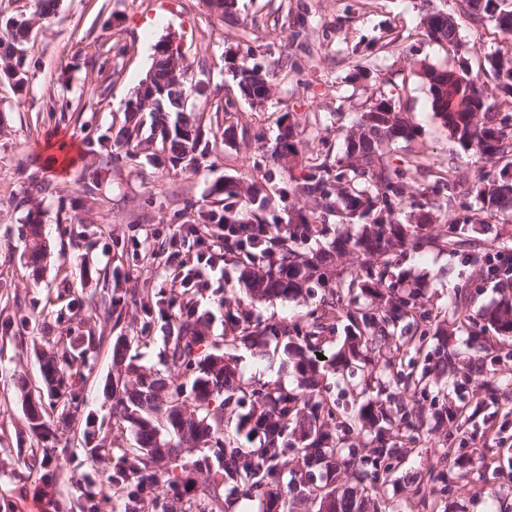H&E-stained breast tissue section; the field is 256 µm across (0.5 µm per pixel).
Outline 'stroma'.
Returning a JSON list of instances; mask_svg holds the SVG:
<instances>
[{"instance_id":"35a3bbf8","label":"stroma","mask_w":512,"mask_h":512,"mask_svg":"<svg viewBox=\"0 0 512 512\" xmlns=\"http://www.w3.org/2000/svg\"><path fill=\"white\" fill-rule=\"evenodd\" d=\"M305 5V37L319 53L297 79L273 76V95L264 106L240 103L237 112H217L225 96L237 88L224 69L225 55L253 50L266 67L279 59L302 58L289 29V17ZM459 25L458 51L429 42L420 24V0H239L236 22L214 16L206 0H57L54 16L36 21L27 44L28 86L17 93L0 81V507L18 512L25 496L33 495L45 468L32 449L43 445L72 447L65 469L57 470L55 506L35 504L36 512H78L81 488L76 475L93 470L105 474L111 458L90 463L82 452L86 419L95 423L94 440L115 448L135 447L128 424L113 419L112 386L117 377L112 344L119 336L148 333L149 341L132 345L142 364L164 369V338L158 309H144L139 294L144 285H170L172 274L152 262L161 250L173 214L196 219L199 209L224 204L225 181L261 180L270 198L268 213L285 223L280 193L288 174L277 163L276 146L283 116L300 123L299 151L306 163L341 153L357 112L369 95L353 88L352 50L369 40L393 33L395 46L376 53L371 70L377 81L410 60L436 68L456 64L458 57L478 63L484 55L512 54V37L494 26L473 27L461 0H435ZM175 35L184 41L191 73L206 69V96L188 102L211 140L210 156L198 167L171 165L157 151L152 161L127 158L108 162L96 154L99 136L111 133L123 120L124 108L158 56L160 44ZM105 87L98 98L91 91ZM411 121L420 134L410 143L387 146L391 158L420 153L433 172L455 169L474 181L481 166L451 139L432 112L424 78L410 72L402 93ZM237 136L220 142L225 120ZM73 146L75 162L65 171L49 169L47 159L60 143ZM50 183L38 213L49 241L40 264L25 251L29 204L23 197L32 182ZM401 267L427 283L421 314L448 327L449 348L460 352L453 375L431 381L426 395H403L410 421H429L441 406L479 407L463 426L429 431L422 447L410 450L390 482L374 498L393 501L399 512H418L413 482L430 450L452 448L468 456L485 447L483 462L464 466L466 478L451 492L436 496L441 512H504L512 506V334L486 332L482 342L469 340L453 315L456 293L467 295L471 310L492 306L498 291L483 282L482 269L464 255H451L425 245L408 251ZM205 288L190 291L198 313L209 316L213 335L224 332V304L244 299L238 254L225 255L222 268H203ZM54 305H47V297ZM319 293L294 299L255 303L261 323H287L314 308ZM47 314L54 336L67 343L91 334L95 343L75 366L86 376L79 388L83 405L77 415L53 414L43 436L34 435L23 414L20 386L41 385L42 343L31 319ZM243 380L292 390L297 379L274 341L244 347H224ZM494 373V392L481 383ZM322 396L342 408L366 400L360 375L326 371Z\"/></svg>"}]
</instances>
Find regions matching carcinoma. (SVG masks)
I'll return each mask as SVG.
<instances>
[{
    "label": "carcinoma",
    "instance_id": "carcinoma-1",
    "mask_svg": "<svg viewBox=\"0 0 512 512\" xmlns=\"http://www.w3.org/2000/svg\"><path fill=\"white\" fill-rule=\"evenodd\" d=\"M465 12L477 27L488 22L502 33L512 35V0H463ZM423 24L429 40L455 47L460 41L458 27L451 16L424 0ZM28 29L23 23L0 30V71L19 70L17 81L26 86L25 45ZM485 66L474 74L457 69L423 70L433 112L441 119L451 137L478 160L490 166L477 181L467 184L450 169L444 175H430L416 157L394 165L384 159V146L416 139L419 129L404 116L401 91L406 76L398 70L387 77L360 112L350 132L344 152L335 160L306 165L300 175L290 174L287 224L296 234L286 242L274 243L266 262L247 261L242 272L250 299L297 297L310 288L324 291L321 307L305 314L304 323L251 324L250 313L241 305L226 304L224 326L227 336L208 334V318L192 310L172 307L161 316L166 333L167 372L146 368L130 355L138 337L119 336L112 345L113 365L124 378L115 393L112 414L136 432L137 446L123 448L115 457L104 483L107 493L89 495L81 512H104L112 502H120L124 512H142L143 505L167 512L169 499L182 498V512H194L197 503L208 501L210 512H224L226 499L232 496L258 498L266 503V512H290V499L304 497L318 504L317 512H366L369 491L385 484L407 449L388 442L389 433L409 444L424 436L422 428L408 421L402 406H391L387 394L391 385H400L416 393L427 386L432 371L444 373L454 368L458 353L439 343L434 350V368L413 373H377L371 356L386 349L394 351L395 333L403 321L416 318L425 289L405 273L396 271L400 258L410 249L431 244L451 253H470L481 243L488 219L498 217L512 223V128L505 125L512 115V59L497 54L484 56ZM236 79L237 97L224 99L222 111L237 109L243 92L263 103L271 94L270 72L251 57H242L230 69ZM156 91L151 126L169 129L170 138L163 149L170 160L188 163L206 158L209 144L201 141L196 119L185 109L189 94L205 95L206 79L188 78L185 65H175L158 55L147 72ZM141 102L133 93L124 110V122L116 132L97 139L99 152L112 158V147L134 146L125 153L133 160L138 151L147 150L148 137L142 134L133 113ZM288 125V143L281 145L277 160L293 169L297 150L296 128ZM445 197L448 223L433 224L434 203L430 197ZM248 196L252 207L244 213L252 224H266L267 197L264 186L252 182L245 188L224 184V197ZM312 199L325 214L334 213L343 224H359L354 238H338L328 247L302 252L298 240L309 237L314 226L313 213L300 206ZM232 216L226 207L199 211V223L218 224ZM26 235L30 257L46 251L47 238L38 215H29ZM359 254L368 262L356 268L343 265V258ZM345 312L344 340L329 363L338 372L362 371L365 386L376 390L375 397L357 409L342 415L321 396L324 365L313 352L316 345L333 333L336 313ZM459 322L471 327L476 337L491 329L512 334V295L503 294L491 308L476 315L470 313L466 298L455 301ZM272 338L280 344L299 378V390L292 392L263 384L255 388L238 377L236 368L224 361V342L254 345ZM75 346L45 340L41 371L46 394L26 390L23 396L25 419L30 430L41 433L46 419L56 407L62 412L78 410L77 385L83 374L69 385L62 384L72 368ZM250 399L246 412L238 415L235 436L224 437V408ZM166 426L171 437L161 435ZM373 433V457H357L353 442L356 431ZM246 432V442L238 435ZM290 446L299 449L303 467L288 486H282L280 457ZM196 450L200 458L194 467H216L217 478L188 495V488L175 478H161L158 468L175 462L184 450ZM342 463L359 470L355 492L337 493L332 481L317 483L316 472H336ZM451 454L443 450L439 463L430 466L414 483L412 494L421 505L439 485L451 487Z\"/></svg>",
    "mask_w": 512,
    "mask_h": 512
}]
</instances>
